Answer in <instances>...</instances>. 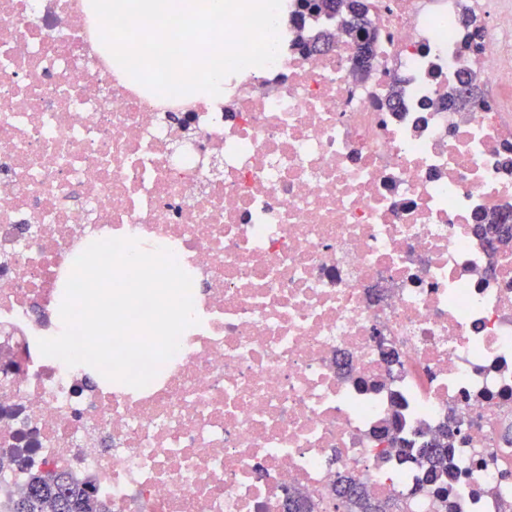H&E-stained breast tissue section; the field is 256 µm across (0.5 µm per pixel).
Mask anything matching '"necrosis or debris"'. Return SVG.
<instances>
[{
  "label": "necrosis or debris",
  "mask_w": 512,
  "mask_h": 512,
  "mask_svg": "<svg viewBox=\"0 0 512 512\" xmlns=\"http://www.w3.org/2000/svg\"><path fill=\"white\" fill-rule=\"evenodd\" d=\"M313 47L282 0L267 67L162 97L91 0H0V491L83 482L110 512H333L341 472L394 512H512V0H366ZM477 83L483 108L446 107ZM173 252L197 325L135 389L43 356L97 240ZM448 426L440 493L391 458ZM303 0L302 7L310 13H318L324 9L342 10L343 13L350 11L356 18V24L350 28V31L359 40V50L362 57L365 52H370L374 35L370 31L368 20V9L365 0Z\"/></svg>",
  "instance_id": "obj_1"
}]
</instances>
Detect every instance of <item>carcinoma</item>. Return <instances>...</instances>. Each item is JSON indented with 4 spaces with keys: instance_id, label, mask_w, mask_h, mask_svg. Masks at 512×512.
I'll list each match as a JSON object with an SVG mask.
<instances>
[{
    "instance_id": "carcinoma-1",
    "label": "carcinoma",
    "mask_w": 512,
    "mask_h": 512,
    "mask_svg": "<svg viewBox=\"0 0 512 512\" xmlns=\"http://www.w3.org/2000/svg\"><path fill=\"white\" fill-rule=\"evenodd\" d=\"M303 8L311 13L324 9L350 11L356 24L350 31L359 40L360 53L370 51L374 35L370 31L368 9L365 3L357 0H303ZM391 449L402 462L415 460L422 465L424 483L439 486L448 482L453 472L448 468L452 448L448 435L432 439L414 449L403 438L390 441ZM352 484L357 488L353 496H338L336 508L342 512H387L381 503L371 500L365 493L362 483L348 474H341L336 481L334 492L339 485ZM9 512H107L88 488L76 483L66 475L54 471H38L30 475L26 490L8 498Z\"/></svg>"
}]
</instances>
